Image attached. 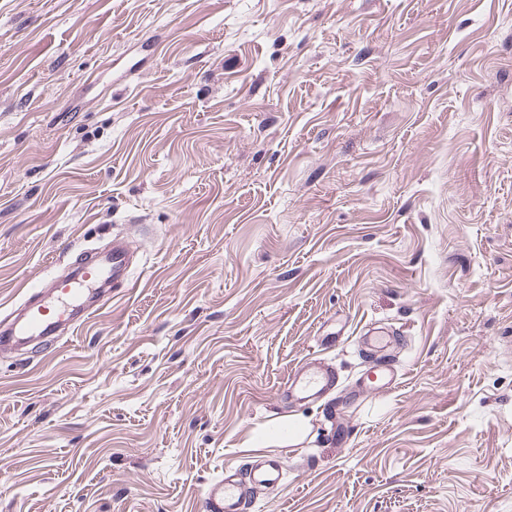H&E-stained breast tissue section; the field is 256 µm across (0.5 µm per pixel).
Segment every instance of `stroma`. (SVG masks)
I'll use <instances>...</instances> for the list:
<instances>
[{
    "label": "stroma",
    "mask_w": 512,
    "mask_h": 512,
    "mask_svg": "<svg viewBox=\"0 0 512 512\" xmlns=\"http://www.w3.org/2000/svg\"><path fill=\"white\" fill-rule=\"evenodd\" d=\"M115 238L132 291L0 351V512L266 455L252 512H512V0H0V320ZM336 389V376L308 363L300 364L288 377L278 393L282 400H310L324 397Z\"/></svg>",
    "instance_id": "obj_1"
}]
</instances>
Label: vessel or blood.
<instances>
[{
	"mask_svg": "<svg viewBox=\"0 0 512 512\" xmlns=\"http://www.w3.org/2000/svg\"><path fill=\"white\" fill-rule=\"evenodd\" d=\"M131 265L128 246L118 241L109 249L85 252L68 276L54 281L50 289L30 288L22 316L0 330V349L23 345L34 337L41 338L46 348H55L60 327L76 329L97 311L96 298L106 283L131 288ZM335 388L334 374L303 363L289 375L279 397L286 401L318 399ZM284 472V462L278 457L255 461L243 472L225 470L223 479L206 489V512H250L253 490L279 485Z\"/></svg>",
	"mask_w": 512,
	"mask_h": 512,
	"instance_id": "obj_1",
	"label": "vessel or blood"
}]
</instances>
